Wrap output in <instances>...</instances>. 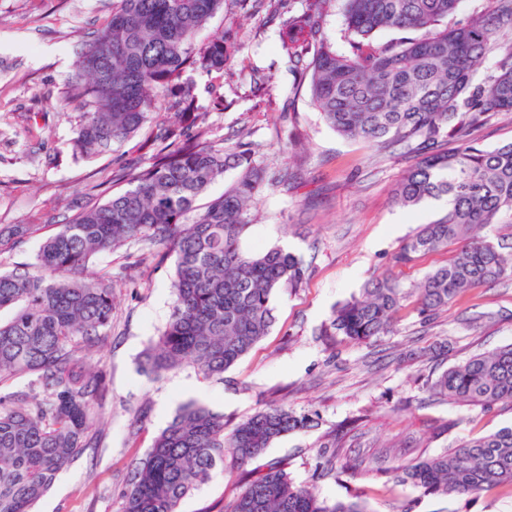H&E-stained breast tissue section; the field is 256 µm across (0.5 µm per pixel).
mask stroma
Wrapping results in <instances>:
<instances>
[{"label": "stroma", "instance_id": "1", "mask_svg": "<svg viewBox=\"0 0 512 512\" xmlns=\"http://www.w3.org/2000/svg\"><path fill=\"white\" fill-rule=\"evenodd\" d=\"M308 4L224 0L194 46L203 51L220 35L234 54L223 73H182L194 87L204 141L224 150L246 143L271 172L298 168L289 188H264L242 244L252 253L276 245L295 252L307 267L303 283L275 297L269 335L223 378L189 367L154 378L139 364L170 314L175 256L137 245L103 254L99 266L115 283L112 329L99 354L111 394L93 423L96 447L58 476L37 512H116L128 461L145 454L190 400L234 423L271 404L311 414L310 429L277 440L265 458L283 461L295 482L328 501L359 498L372 512H512L511 495L426 496L391 473L395 464L512 425L510 405H456L431 390L448 367L512 343V282L479 287L427 323L405 309L392 333L375 341L331 342L320 334L334 307L377 275L391 273L409 287L445 260L440 252L401 264L396 255L448 201L398 205L393 187L412 157L375 161L369 148L323 122L308 77L292 66L280 38L283 24ZM111 13L112 0H0V225L40 224L52 234L80 206L110 197L114 175L148 167V142L176 121L174 100L162 93L151 122L134 136L103 155H74L81 108L71 99L72 76ZM481 312L485 320L474 322ZM333 438L362 455L368 471L338 467L319 477L317 452ZM240 491L237 471L219 466L180 510L226 512Z\"/></svg>", "mask_w": 512, "mask_h": 512}]
</instances>
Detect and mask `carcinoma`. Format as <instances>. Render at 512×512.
Masks as SVG:
<instances>
[{"instance_id":"obj_1","label":"carcinoma","mask_w":512,"mask_h":512,"mask_svg":"<svg viewBox=\"0 0 512 512\" xmlns=\"http://www.w3.org/2000/svg\"><path fill=\"white\" fill-rule=\"evenodd\" d=\"M459 2L344 0L348 55L334 49L311 14L282 28L283 46L310 74L311 98L329 128L365 143L377 159L415 158L394 187L395 202L413 208L448 197L446 213L421 225L397 261L456 246L446 263L410 288L388 273L371 280L332 311L325 336L377 340L410 304L430 322L476 286L512 281V246L484 233L512 217V142L492 150L473 143L480 124L512 113V43L501 42L512 33V0H488L485 10L443 24ZM223 6L224 0H116L78 60L72 78L73 96L84 108L72 140L78 156L108 153L137 133L164 90L182 110L134 186L59 225L34 265L0 271V512H34L57 476L95 443L93 421L110 392L97 354L112 329L114 296L112 277L96 270L100 255L130 243L162 245L176 255L172 309L141 364L154 376L191 366L205 378L223 377L269 334L273 296L305 279L295 253L275 246L252 254L241 243L263 187L286 188L297 173L285 168L270 175L247 148L228 153L188 135L200 114L181 73L188 65L223 70L232 51L224 37L199 56L193 48L198 30ZM391 31L424 35L375 41ZM494 51L500 53L496 71L474 82ZM231 167L240 172L224 195L186 221L197 198ZM40 231L38 224L0 225V248L10 250ZM18 379L28 386L8 389ZM433 392L450 404H512V344L449 367ZM311 422L308 414L271 404L230 426L188 402L144 455L129 460L116 512H178L225 459L252 462ZM320 458L324 471L336 460L365 468L363 458L343 453L334 440ZM396 473L425 495H512V426L400 465ZM230 512L369 510L358 500L330 503L271 461L247 481Z\"/></svg>"}]
</instances>
